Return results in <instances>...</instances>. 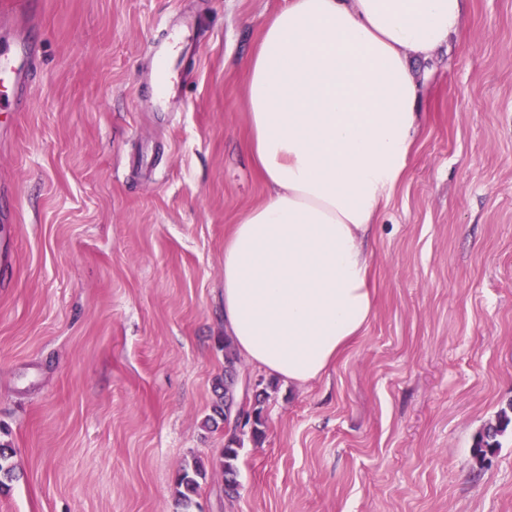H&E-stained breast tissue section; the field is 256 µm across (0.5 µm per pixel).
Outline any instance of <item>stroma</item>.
Returning <instances> with one entry per match:
<instances>
[{
    "label": "stroma",
    "instance_id": "1",
    "mask_svg": "<svg viewBox=\"0 0 512 512\" xmlns=\"http://www.w3.org/2000/svg\"><path fill=\"white\" fill-rule=\"evenodd\" d=\"M283 0H41L0 111V512H512V0H467L372 235L373 314L322 377L264 395L224 493V242L266 198L245 59ZM198 28L154 103L152 42ZM206 478L190 510L180 468ZM512 423L506 409H502L495 424H489L480 434L478 441L474 446V451L478 454H484L487 448H493L497 444V437L501 435Z\"/></svg>",
    "mask_w": 512,
    "mask_h": 512
}]
</instances>
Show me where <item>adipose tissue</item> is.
<instances>
[{
	"instance_id": "adipose-tissue-1",
	"label": "adipose tissue",
	"mask_w": 512,
	"mask_h": 512,
	"mask_svg": "<svg viewBox=\"0 0 512 512\" xmlns=\"http://www.w3.org/2000/svg\"><path fill=\"white\" fill-rule=\"evenodd\" d=\"M463 0H285L245 61L247 150L267 187L224 245V328L291 384L322 376L373 312L368 239L421 120L414 57Z\"/></svg>"
}]
</instances>
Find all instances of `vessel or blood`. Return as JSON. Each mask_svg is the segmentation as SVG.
Here are the masks:
<instances>
[{"label": "vessel or blood", "mask_w": 512, "mask_h": 512, "mask_svg": "<svg viewBox=\"0 0 512 512\" xmlns=\"http://www.w3.org/2000/svg\"><path fill=\"white\" fill-rule=\"evenodd\" d=\"M40 8V0H23L22 20L12 33L10 45L0 51V104L24 100L26 87L38 62L36 45L28 32Z\"/></svg>", "instance_id": "obj_1"}]
</instances>
